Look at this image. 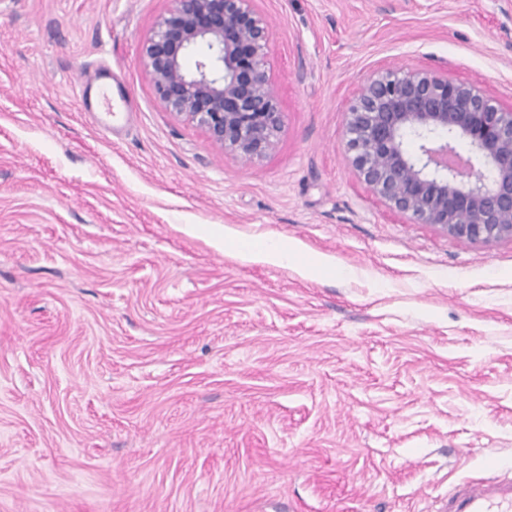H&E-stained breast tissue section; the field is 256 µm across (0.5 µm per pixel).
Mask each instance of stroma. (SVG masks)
<instances>
[{"instance_id": "1", "label": "stroma", "mask_w": 512, "mask_h": 512, "mask_svg": "<svg viewBox=\"0 0 512 512\" xmlns=\"http://www.w3.org/2000/svg\"><path fill=\"white\" fill-rule=\"evenodd\" d=\"M253 5L281 129L245 160L156 96L171 0H0V512H444L512 477V239L394 214L344 136L376 70L512 107V0ZM101 66L119 139L77 96Z\"/></svg>"}]
</instances>
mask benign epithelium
Segmentation results:
<instances>
[{"label":"benign epithelium","mask_w":512,"mask_h":512,"mask_svg":"<svg viewBox=\"0 0 512 512\" xmlns=\"http://www.w3.org/2000/svg\"><path fill=\"white\" fill-rule=\"evenodd\" d=\"M171 2L140 45L159 101L224 150L265 155L281 128L265 17L253 0ZM345 135L356 177L392 212L469 242L512 238V108L435 69L377 70L355 92Z\"/></svg>","instance_id":"1"}]
</instances>
